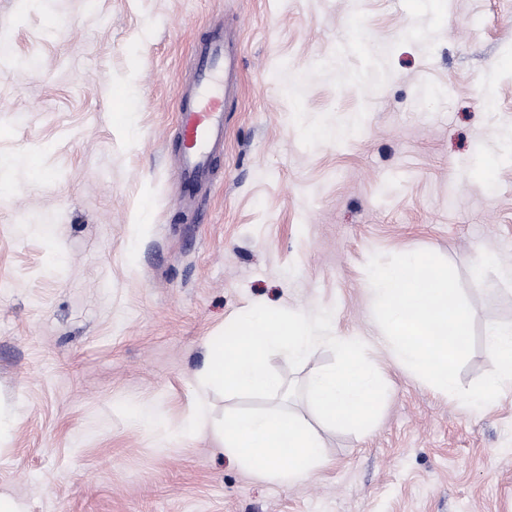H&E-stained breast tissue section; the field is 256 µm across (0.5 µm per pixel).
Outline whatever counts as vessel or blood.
<instances>
[{
	"instance_id": "b4317fda",
	"label": "vessel or blood",
	"mask_w": 512,
	"mask_h": 512,
	"mask_svg": "<svg viewBox=\"0 0 512 512\" xmlns=\"http://www.w3.org/2000/svg\"><path fill=\"white\" fill-rule=\"evenodd\" d=\"M191 83L177 93L180 177L189 190L208 183L213 154L224 146V114L240 69L235 44L214 36L195 48Z\"/></svg>"
}]
</instances>
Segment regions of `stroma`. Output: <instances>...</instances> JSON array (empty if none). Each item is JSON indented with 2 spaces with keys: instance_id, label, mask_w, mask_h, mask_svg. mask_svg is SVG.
<instances>
[{
  "instance_id": "stroma-1",
  "label": "stroma",
  "mask_w": 512,
  "mask_h": 512,
  "mask_svg": "<svg viewBox=\"0 0 512 512\" xmlns=\"http://www.w3.org/2000/svg\"><path fill=\"white\" fill-rule=\"evenodd\" d=\"M216 27L239 35L241 97L183 207L176 93ZM0 42V491L30 512H512V393L477 410L394 363L365 270L449 261L474 313L460 382L492 370L512 0H0ZM256 304L332 309L388 383L373 431H322L325 465L288 488L178 433L205 340ZM333 360L270 357L292 410Z\"/></svg>"
}]
</instances>
